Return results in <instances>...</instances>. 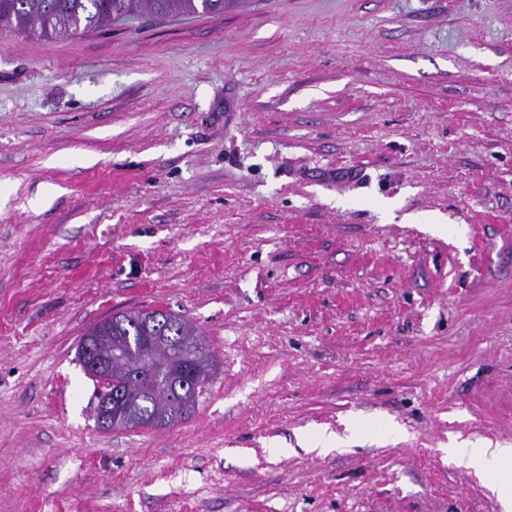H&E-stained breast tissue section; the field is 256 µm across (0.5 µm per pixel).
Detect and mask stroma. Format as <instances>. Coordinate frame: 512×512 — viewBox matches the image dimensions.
Here are the masks:
<instances>
[{
	"label": "stroma",
	"mask_w": 512,
	"mask_h": 512,
	"mask_svg": "<svg viewBox=\"0 0 512 512\" xmlns=\"http://www.w3.org/2000/svg\"><path fill=\"white\" fill-rule=\"evenodd\" d=\"M137 309L220 369L104 430L76 348ZM479 439L512 447V0L0 26V512H502L446 453Z\"/></svg>",
	"instance_id": "obj_1"
}]
</instances>
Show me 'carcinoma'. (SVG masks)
Listing matches in <instances>:
<instances>
[{
  "label": "carcinoma",
  "mask_w": 512,
  "mask_h": 512,
  "mask_svg": "<svg viewBox=\"0 0 512 512\" xmlns=\"http://www.w3.org/2000/svg\"><path fill=\"white\" fill-rule=\"evenodd\" d=\"M236 0H0V25L16 32L35 34L45 40L60 35H82L98 31L112 22L148 13L157 18L200 13H222ZM170 319L181 325L186 336L201 337L207 360V377L216 373L218 361L210 352L206 337L190 321L161 310H133L112 315V344L138 349L142 337L154 335L155 318ZM198 392L193 391L171 404L160 400L139 406L121 407L119 428L174 426L185 420L195 407Z\"/></svg>",
  "instance_id": "obj_1"
}]
</instances>
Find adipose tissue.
<instances>
[{"mask_svg":"<svg viewBox=\"0 0 512 512\" xmlns=\"http://www.w3.org/2000/svg\"><path fill=\"white\" fill-rule=\"evenodd\" d=\"M449 454L458 465L486 479L503 512H512V448L488 440L464 441L450 449Z\"/></svg>","mask_w":512,"mask_h":512,"instance_id":"1","label":"adipose tissue"}]
</instances>
